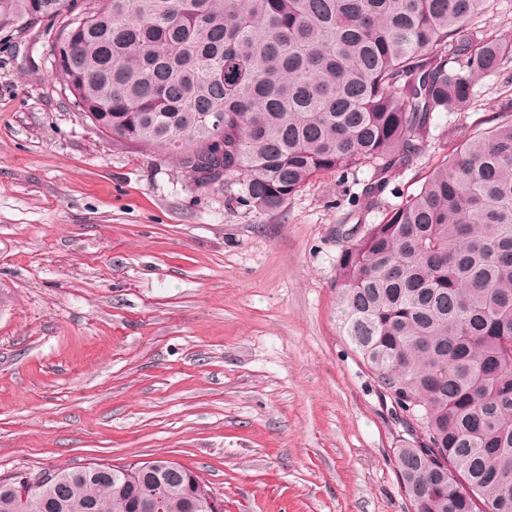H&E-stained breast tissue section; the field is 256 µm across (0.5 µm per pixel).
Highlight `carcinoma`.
Segmentation results:
<instances>
[{
	"label": "carcinoma",
	"instance_id": "1",
	"mask_svg": "<svg viewBox=\"0 0 512 512\" xmlns=\"http://www.w3.org/2000/svg\"><path fill=\"white\" fill-rule=\"evenodd\" d=\"M488 0H0L45 20L63 90L100 135L179 154L199 185L273 212L319 175L430 149L433 115L512 60ZM340 254V331L419 436L395 449L411 512H512V102ZM90 463L0 481V512H210L189 467Z\"/></svg>",
	"mask_w": 512,
	"mask_h": 512
}]
</instances>
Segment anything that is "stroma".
<instances>
[{
    "label": "stroma",
    "mask_w": 512,
    "mask_h": 512,
    "mask_svg": "<svg viewBox=\"0 0 512 512\" xmlns=\"http://www.w3.org/2000/svg\"><path fill=\"white\" fill-rule=\"evenodd\" d=\"M46 30L0 37V480L165 457L224 512H411L407 432L340 332L336 262L445 141L493 124L512 63L434 116L381 207L362 165L262 212L240 185L197 187L176 156L93 130Z\"/></svg>",
    "instance_id": "stroma-1"
}]
</instances>
